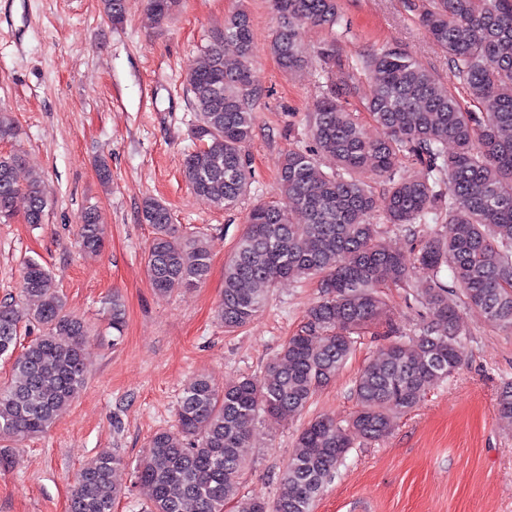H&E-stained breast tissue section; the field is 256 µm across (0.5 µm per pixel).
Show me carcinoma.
Masks as SVG:
<instances>
[{
    "instance_id": "obj_1",
    "label": "carcinoma",
    "mask_w": 512,
    "mask_h": 512,
    "mask_svg": "<svg viewBox=\"0 0 512 512\" xmlns=\"http://www.w3.org/2000/svg\"><path fill=\"white\" fill-rule=\"evenodd\" d=\"M100 4L112 23L123 22L125 0ZM271 7L279 19L272 51L280 68L290 75L313 55L328 84L309 126L313 149L288 152L278 171L279 192L293 209L264 203L250 211L247 230L224 267L217 315L229 331L247 325L266 304L263 288L289 277L319 279L320 298L265 375L243 377L222 390L205 376L187 384L179 402V431L156 432L136 464L137 479L151 491L147 512H224L246 463L256 418L278 421L303 412L346 366L356 336L382 325L383 335L396 334L382 288L408 281L413 268L379 238L374 187L362 178L367 170L386 185L383 211L389 223L448 224L446 233L420 240L415 255V264L431 272L422 304L435 320L416 336L387 342L363 366L353 382L356 410L348 420L321 415L308 422L273 503L243 499L237 512H312L355 443L385 439L397 415L413 409L426 390L460 368L467 336L454 290L488 322L512 332V0L422 5V26L447 54L449 69L480 106L478 112L399 46L356 59L344 56L336 37L338 0H271ZM303 24L330 33L311 55L300 40ZM252 39L251 16L239 9L186 78L196 109L195 135L203 146L187 155L184 176L197 196L226 209L251 186L243 148L254 133L258 95ZM228 44L234 47L231 58ZM338 70L345 75L339 85ZM362 77L371 83L365 110L385 130L377 139L344 105ZM318 154L332 157L336 170L323 171ZM405 156L421 166L423 176L398 174ZM23 164L18 153L0 154V216L10 218L22 194L25 222L38 225L47 200L38 173L19 183ZM140 220L154 229L147 269L155 292L167 295L206 280L210 247L204 236L177 237L170 210L154 198L143 201ZM78 242L88 255L105 247V227L93 208L81 216ZM20 295L33 307L0 304V358H14L13 378L0 385V439L45 432L84 387L88 372V326L67 312L50 272L35 259L24 264ZM109 313L117 341L125 310L116 294ZM26 321L43 333L16 356L19 326ZM497 408L512 419V382L500 388ZM121 464L119 456H103L84 467L69 512H113L121 494L113 474Z\"/></svg>"
}]
</instances>
